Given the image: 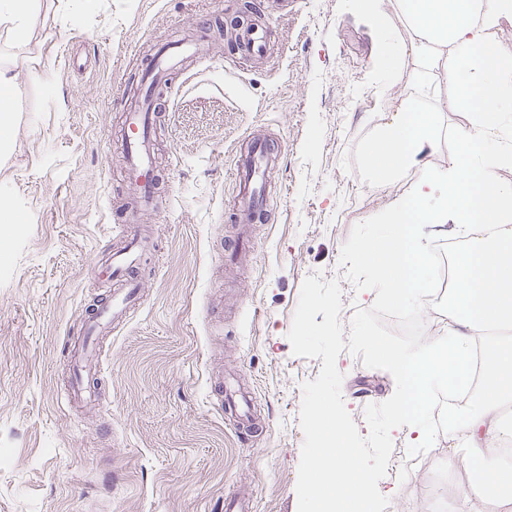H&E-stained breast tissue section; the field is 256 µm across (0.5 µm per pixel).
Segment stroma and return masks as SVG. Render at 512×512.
<instances>
[{"label": "stroma", "mask_w": 512, "mask_h": 512, "mask_svg": "<svg viewBox=\"0 0 512 512\" xmlns=\"http://www.w3.org/2000/svg\"><path fill=\"white\" fill-rule=\"evenodd\" d=\"M256 17L277 32L274 66L238 51L237 26ZM198 24L226 67L193 71L159 97L164 204L148 220L153 258L136 271L145 302L102 339L98 403L85 410L66 396L69 339L113 288L93 264L121 246L126 199L125 116L103 104L132 95L135 51L153 54ZM376 40L355 0H38L25 39L0 36L18 85L0 196L26 218L0 254V512H224L234 493L255 512H297L302 386L322 365L288 339L301 286L315 274L338 281L345 329L374 304L340 257L353 227L418 177L376 181L362 164L397 99L441 112L433 168L447 166L467 121L446 70L414 82L407 55L377 76ZM252 136L277 156L273 200L250 257L231 265V174ZM337 367L368 435L366 404L389 399L395 381L347 350ZM223 370L253 391L260 423L249 435L212 393Z\"/></svg>", "instance_id": "35a3bbf8"}]
</instances>
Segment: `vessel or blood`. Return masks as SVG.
Instances as JSON below:
<instances>
[{
	"instance_id": "b4317fda",
	"label": "vessel or blood",
	"mask_w": 512,
	"mask_h": 512,
	"mask_svg": "<svg viewBox=\"0 0 512 512\" xmlns=\"http://www.w3.org/2000/svg\"><path fill=\"white\" fill-rule=\"evenodd\" d=\"M274 36V27L245 26L240 34V51L249 58L265 56ZM206 43V35L200 32L162 44L144 68L147 85L143 97L136 100L122 97L114 101L115 106L126 114L122 130L126 185L146 207H154L157 202L159 178L153 151L154 83L159 79L168 82L178 77L191 60L196 61L198 67H211L213 58ZM270 153L271 148L266 142L253 138L245 139L236 150L232 181L235 186L234 209L240 221L260 219L268 209V186L272 179ZM147 248L144 238L130 234L126 245L113 252L108 263L100 268L107 278L122 281L123 286L97 305L83 335L72 342L75 377L71 393L83 403L90 404L95 400L93 379L99 362L100 338L111 335L113 328L126 321L142 304L143 289L140 281L133 278L132 271L140 265ZM222 393L236 424H249L246 398L239 396L230 385L223 387Z\"/></svg>"
}]
</instances>
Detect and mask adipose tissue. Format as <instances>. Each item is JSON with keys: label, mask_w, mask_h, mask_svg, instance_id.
<instances>
[{"label": "adipose tissue", "mask_w": 512, "mask_h": 512, "mask_svg": "<svg viewBox=\"0 0 512 512\" xmlns=\"http://www.w3.org/2000/svg\"><path fill=\"white\" fill-rule=\"evenodd\" d=\"M414 40L404 46L391 36L383 0H361L378 30L376 66L395 65L406 53L421 62L418 78L446 68L457 87L459 111L467 123L455 132L457 150L447 168L423 170L442 125L439 112L418 110L401 100L393 120L364 148L363 161L378 177L420 170L410 197L374 217L381 244L360 246L358 255L373 279L392 297L426 307L420 297L429 286L434 259L421 241L428 224L460 226L470 242L455 258L458 286L448 300V328L423 337L416 348L395 350L389 362L402 382L401 400L411 412L401 420L416 434L437 390L456 391L469 377L468 359L481 329L512 324V182L496 172L512 163V46L497 37L501 19L512 18V0H400ZM488 387L459 411L469 439L467 453L478 466L480 485L494 497L499 512H512V456L494 443L512 439L498 408L512 403V339L485 343Z\"/></svg>", "instance_id": "1"}]
</instances>
